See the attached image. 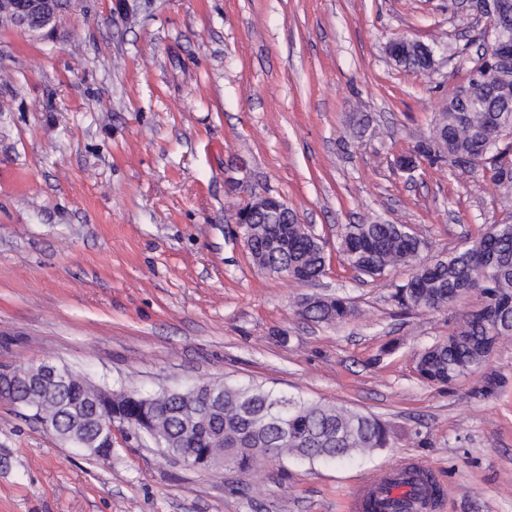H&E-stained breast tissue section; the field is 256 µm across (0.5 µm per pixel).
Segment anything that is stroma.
Masks as SVG:
<instances>
[{"mask_svg":"<svg viewBox=\"0 0 512 512\" xmlns=\"http://www.w3.org/2000/svg\"><path fill=\"white\" fill-rule=\"evenodd\" d=\"M484 24L450 0H70L48 28H0V367L49 361L152 395L260 385L378 417L390 442L332 463L242 473L166 457L127 427L104 461L0 402V512H350L381 470L420 462L436 512H512V338L445 386L416 371L482 298L402 307L414 270L356 272L348 224H408L431 261L512 220L487 167L414 152L463 86ZM444 47L433 73L394 39ZM286 201L324 244L301 282L256 267L235 224ZM348 297L340 323L307 296ZM497 380L486 391L488 380ZM423 46L432 47L435 51L439 47V42L433 40L431 44L404 40L400 46V61L404 67L424 72L427 69V59L423 53Z\"/></svg>","mask_w":512,"mask_h":512,"instance_id":"1","label":"stroma"}]
</instances>
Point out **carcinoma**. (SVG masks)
<instances>
[{
    "label": "carcinoma",
    "mask_w": 512,
    "mask_h": 512,
    "mask_svg": "<svg viewBox=\"0 0 512 512\" xmlns=\"http://www.w3.org/2000/svg\"><path fill=\"white\" fill-rule=\"evenodd\" d=\"M400 64L423 72L427 59L423 43L404 41L400 46ZM467 97L438 113L429 136L418 141L415 152L426 158H437L442 148L436 136L448 137L449 152L470 162L474 170L490 161L493 177L512 185V92L475 86L467 82L462 89ZM426 242L406 224L372 221L348 224L341 235L340 251L344 261L354 270L381 276L397 265L411 264L414 275L395 287L393 297L409 308L436 311L460 296L477 291L484 306L493 308L501 299L512 300V224H494L473 244L446 259L428 263L421 259ZM253 262L262 270L286 273L301 281H311L325 274L326 257L323 243L304 224L291 228L288 249L266 252L250 248ZM352 313L344 296L315 297L302 315L317 322L337 323ZM491 328L483 327L468 315L448 341L431 346L417 361L422 380L447 384L462 374L482 367L490 354ZM80 380L56 391L55 435L71 443L73 416L64 409ZM275 401L288 411L294 437L284 442L278 430L265 419L268 407ZM212 433L196 441L182 435L177 416L161 423L172 448H192L204 459L211 446L222 441L233 454L242 473L253 469L259 458L291 457L310 464L352 455H364L387 447L390 433L375 416L345 407L327 406L279 394L257 385H224V410L212 413Z\"/></svg>",
    "instance_id": "obj_1"
}]
</instances>
